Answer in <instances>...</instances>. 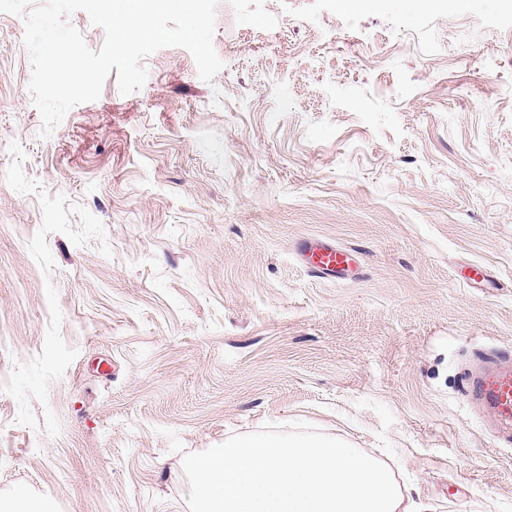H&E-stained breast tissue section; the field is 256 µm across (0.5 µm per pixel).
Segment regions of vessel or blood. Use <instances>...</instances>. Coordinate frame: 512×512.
<instances>
[{
  "label": "vessel or blood",
  "instance_id": "obj_1",
  "mask_svg": "<svg viewBox=\"0 0 512 512\" xmlns=\"http://www.w3.org/2000/svg\"><path fill=\"white\" fill-rule=\"evenodd\" d=\"M298 260L319 278L343 282L354 277L358 262L353 251L327 237H307L297 248ZM467 396L487 405L494 416L512 419V367L499 366L471 372Z\"/></svg>",
  "mask_w": 512,
  "mask_h": 512
}]
</instances>
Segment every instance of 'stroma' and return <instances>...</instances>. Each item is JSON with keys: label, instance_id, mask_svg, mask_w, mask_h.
Instances as JSON below:
<instances>
[{"label": "stroma", "instance_id": "stroma-1", "mask_svg": "<svg viewBox=\"0 0 512 512\" xmlns=\"http://www.w3.org/2000/svg\"><path fill=\"white\" fill-rule=\"evenodd\" d=\"M24 31L0 14V500L190 512L185 454L300 421L426 512H512V423L464 395L512 364V0H219L213 82L163 48L46 139ZM309 235L358 278L308 274ZM296 257L319 278L343 282L357 276L358 262L353 251L337 246L327 237L303 238Z\"/></svg>", "mask_w": 512, "mask_h": 512}]
</instances>
